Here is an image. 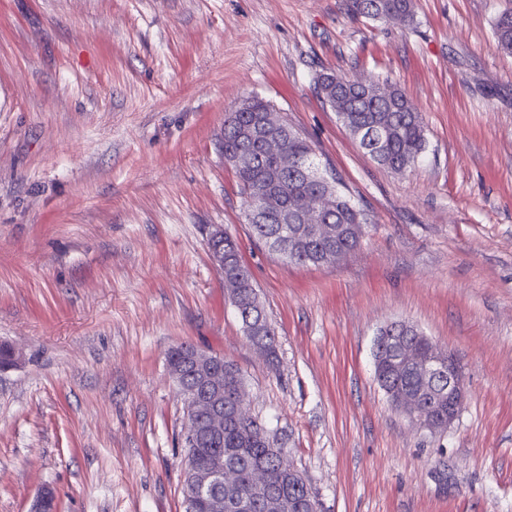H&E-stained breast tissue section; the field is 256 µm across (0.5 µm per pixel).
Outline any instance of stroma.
I'll list each match as a JSON object with an SVG mask.
<instances>
[{
	"label": "stroma",
	"mask_w": 512,
	"mask_h": 512,
	"mask_svg": "<svg viewBox=\"0 0 512 512\" xmlns=\"http://www.w3.org/2000/svg\"><path fill=\"white\" fill-rule=\"evenodd\" d=\"M512 0H0V512H184L189 344L243 375L321 512H512ZM326 69L397 84L426 149L378 165L320 98ZM259 97L367 213L360 247L296 266L251 234L224 115ZM234 236L277 361L247 340L207 235ZM415 325L466 398L419 428L379 387L377 331ZM345 13L373 21H389L404 27L415 23L414 0H343ZM493 31L497 48L512 55V10L506 9L499 13L493 23Z\"/></svg>",
	"instance_id": "35a3bbf8"
}]
</instances>
